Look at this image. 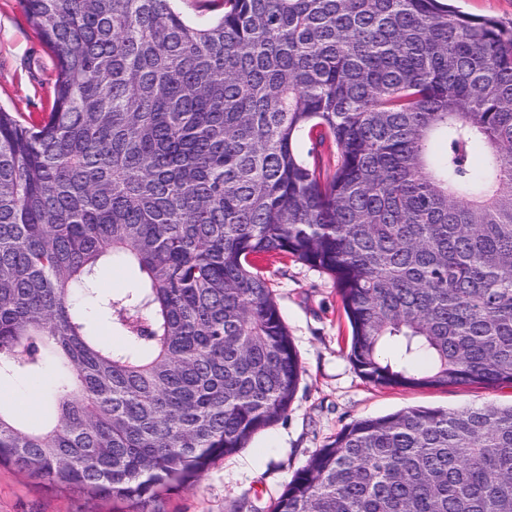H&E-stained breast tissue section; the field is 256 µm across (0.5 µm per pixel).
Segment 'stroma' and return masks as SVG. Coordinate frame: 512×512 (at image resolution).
Listing matches in <instances>:
<instances>
[{
  "instance_id": "35a3bbf8",
  "label": "stroma",
  "mask_w": 512,
  "mask_h": 512,
  "mask_svg": "<svg viewBox=\"0 0 512 512\" xmlns=\"http://www.w3.org/2000/svg\"><path fill=\"white\" fill-rule=\"evenodd\" d=\"M56 64L29 25L19 0H0V109L22 123L48 115ZM297 350L301 380L288 414L217 460L196 482L163 498L164 512H236L248 502L268 512L295 473L344 427L409 407L457 410L512 404V386L478 384L392 388L366 381L347 356L350 330L336 285L299 262L265 269ZM0 512H128L122 502H93L78 488L59 491L0 468Z\"/></svg>"
}]
</instances>
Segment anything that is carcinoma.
<instances>
[{
  "label": "carcinoma",
  "mask_w": 512,
  "mask_h": 512,
  "mask_svg": "<svg viewBox=\"0 0 512 512\" xmlns=\"http://www.w3.org/2000/svg\"><path fill=\"white\" fill-rule=\"evenodd\" d=\"M175 2L20 0L54 102L0 110V380L56 372L44 421L0 403V466L141 512L288 413L264 261L334 279L368 382L512 385V25L220 0L197 26ZM107 257L140 274L123 293ZM270 512H512V405L359 420ZM135 279L134 271L117 261H103L98 272L100 288H106L112 293H122L131 288Z\"/></svg>",
  "instance_id": "carcinoma-1"
}]
</instances>
